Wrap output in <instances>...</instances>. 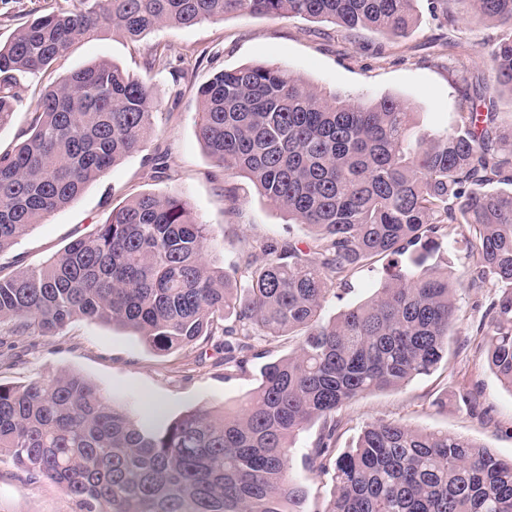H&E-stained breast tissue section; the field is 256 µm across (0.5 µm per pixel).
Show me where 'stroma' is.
<instances>
[{"label": "stroma", "mask_w": 512, "mask_h": 512, "mask_svg": "<svg viewBox=\"0 0 512 512\" xmlns=\"http://www.w3.org/2000/svg\"><path fill=\"white\" fill-rule=\"evenodd\" d=\"M77 0H0V42L29 19ZM418 23L403 37L372 31L349 34L326 22L300 18L226 15L224 20L191 27L160 28L131 42L110 30L75 40L68 70L107 60L144 79L160 107L142 152L126 158L90 183L65 208L46 216L18 243L0 253V268L10 272L59 255L72 240L92 234L113 208L140 193L177 194L186 199L214 242L208 263L230 267L243 253L266 243L292 242L305 247L309 230L292 224L272 207L247 178L224 172L197 136L199 90L223 69L266 63L288 69L324 91L378 99L390 95L409 108L419 131L449 130L460 104L463 78L492 79L488 44L503 29L468 17L448 26L417 0ZM165 61L147 62L157 53ZM163 154L164 174L151 171L150 156ZM460 226L443 238L435 260L453 278L460 320L448 354L430 375L398 389L375 391L344 411V433L337 449L347 448L368 423L395 420L412 428L461 434L501 457L512 456V392L485 360L487 338L481 330L486 312L499 294L495 283L472 289L465 273L474 257L462 243ZM393 262L382 256L348 282L336 285L323 304L332 319L350 304L371 298ZM0 325V383L23 385L63 372L94 382L115 402L135 409L141 418L156 412L175 416L190 407H237L259 384L260 369L287 355L292 337L261 338L265 358L250 360L244 371L225 372L220 336L170 352L158 351L132 332L109 324L75 321L58 333L14 336ZM313 422L297 437L291 473L308 491L306 512H320L332 489L330 476H315L303 458L320 430ZM0 512H77L74 500L59 486L34 480L12 461L0 458Z\"/></svg>", "instance_id": "35a3bbf8"}]
</instances>
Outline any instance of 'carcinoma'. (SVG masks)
Here are the masks:
<instances>
[{
    "mask_svg": "<svg viewBox=\"0 0 512 512\" xmlns=\"http://www.w3.org/2000/svg\"><path fill=\"white\" fill-rule=\"evenodd\" d=\"M414 2L79 0L0 44V127L22 105L23 78L66 69L74 40L104 28L136 41L236 13L403 37L416 23ZM432 4L450 25L469 14L508 28L489 48L495 83L464 82L443 134L414 133L396 97L327 94L269 64L220 71L199 90L207 153L308 227L306 248L267 244L230 273L214 268L204 260L209 230L189 202L142 193L57 257L0 275V324L17 336L51 335L81 318L168 352L220 333L227 370L244 367L258 336L294 332L295 350L264 364L235 409L150 420L79 373L0 385V457L61 487L79 512H305L291 448L320 420L304 462L331 476L321 512H512V457L474 439L381 420L336 451L352 401L428 376L448 353L454 288L428 264L443 230L469 229L468 287L503 285L483 328L489 367L512 392V125L500 132L496 112V98L512 96V0ZM156 109L146 82L107 61L30 103L19 143L0 152V253L141 151ZM410 247V266L323 321L334 283Z\"/></svg>",
    "mask_w": 512,
    "mask_h": 512,
    "instance_id": "obj_1",
    "label": "carcinoma"
}]
</instances>
